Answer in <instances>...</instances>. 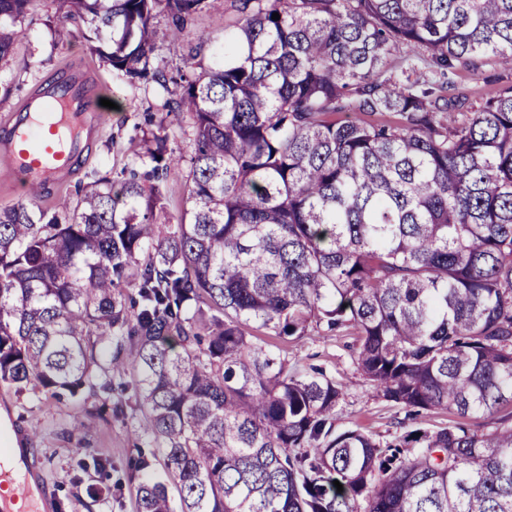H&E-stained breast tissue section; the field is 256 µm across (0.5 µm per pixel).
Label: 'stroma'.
Masks as SVG:
<instances>
[{"label":"stroma","mask_w":512,"mask_h":512,"mask_svg":"<svg viewBox=\"0 0 512 512\" xmlns=\"http://www.w3.org/2000/svg\"><path fill=\"white\" fill-rule=\"evenodd\" d=\"M232 0H210L207 10L187 24L186 47L209 54L224 39V23L231 20ZM54 0H36L20 21L24 37L7 62L0 64V124L21 111L25 98L42 85L54 82L72 64L85 67L113 102L102 131L89 152L83 153L68 179L52 190L29 196L10 187H0V207L25 203L55 212L59 199L76 198L79 187L92 178L110 175L121 181L126 168L140 167L145 137L164 128L167 144L176 155L189 156L193 128L187 114L164 113L160 104L167 91L148 80L130 82L118 76L83 39L79 24L71 35L58 40L53 30ZM356 332L325 329L306 336L282 339L266 337L268 346L278 347L294 370L306 373L319 367L345 388L336 417L337 431L357 429L386 442L401 432L408 418L406 408L377 397L352 358ZM130 376L112 373L100 377L96 392L67 393L53 398L16 392L0 384V412L10 416L22 447L32 449L49 485L55 512H137L136 483L127 478V465L136 454L133 429L141 414L136 409ZM122 413H115V404ZM88 460L79 468L78 460Z\"/></svg>","instance_id":"stroma-1"}]
</instances>
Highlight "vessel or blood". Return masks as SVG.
<instances>
[{"label": "vessel or blood", "mask_w": 512, "mask_h": 512, "mask_svg": "<svg viewBox=\"0 0 512 512\" xmlns=\"http://www.w3.org/2000/svg\"><path fill=\"white\" fill-rule=\"evenodd\" d=\"M98 107L93 88L77 73L64 76L62 85L43 87L29 101L23 118L0 127V163L7 180L22 181L25 190L42 192L57 185L74 161L92 146ZM18 470L0 472V487L21 482L24 492L38 495L45 512L49 498L32 451H15Z\"/></svg>", "instance_id": "obj_1"}]
</instances>
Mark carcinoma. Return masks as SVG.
I'll return each instance as SVG.
<instances>
[{
	"instance_id": "carcinoma-1",
	"label": "carcinoma",
	"mask_w": 512,
	"mask_h": 512,
	"mask_svg": "<svg viewBox=\"0 0 512 512\" xmlns=\"http://www.w3.org/2000/svg\"><path fill=\"white\" fill-rule=\"evenodd\" d=\"M34 2L0 0V62ZM208 2L62 0L58 35L83 22L118 75L179 88L187 207L157 222L179 164L158 133L117 193L105 175L50 216L1 209L0 382L131 373L134 433L165 458L138 512H512V427L463 422L512 406V85L458 113L448 77L512 70V0H233L222 45L168 74L154 19L176 49ZM322 324L357 331L377 396L460 421L336 431L343 385L254 342ZM155 26L158 32V49L156 51V63H159L160 67H164L167 71L171 72L176 69L177 66L182 65L179 57L170 53L167 49L164 41V32L168 26V18L164 14H160L155 19Z\"/></svg>"
}]
</instances>
